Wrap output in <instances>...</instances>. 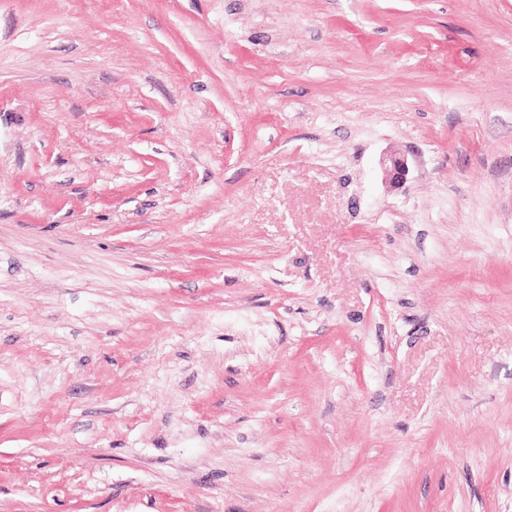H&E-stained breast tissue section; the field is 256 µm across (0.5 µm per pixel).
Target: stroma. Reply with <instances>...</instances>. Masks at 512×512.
<instances>
[{
    "instance_id": "1",
    "label": "stroma",
    "mask_w": 512,
    "mask_h": 512,
    "mask_svg": "<svg viewBox=\"0 0 512 512\" xmlns=\"http://www.w3.org/2000/svg\"><path fill=\"white\" fill-rule=\"evenodd\" d=\"M0 512H512V0H0ZM385 179L393 188L406 183L410 172L408 159L404 155L390 154L383 160Z\"/></svg>"
}]
</instances>
